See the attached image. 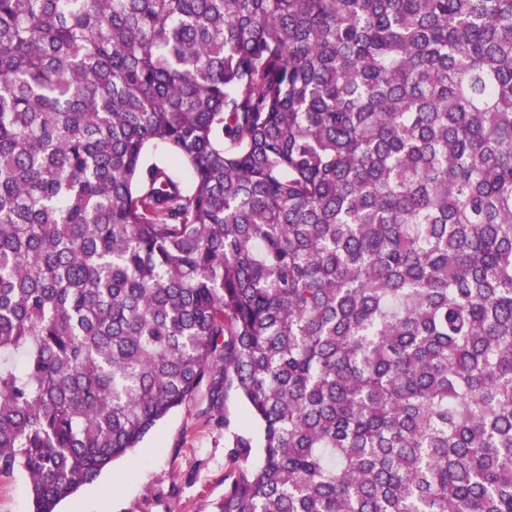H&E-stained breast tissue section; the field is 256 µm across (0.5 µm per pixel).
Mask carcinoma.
Wrapping results in <instances>:
<instances>
[{"label":"carcinoma","mask_w":512,"mask_h":512,"mask_svg":"<svg viewBox=\"0 0 512 512\" xmlns=\"http://www.w3.org/2000/svg\"><path fill=\"white\" fill-rule=\"evenodd\" d=\"M201 393L217 512H512V0H0V474ZM224 415L235 428L255 431L254 423L248 417L245 406L233 395L228 396L225 402Z\"/></svg>","instance_id":"obj_1"}]
</instances>
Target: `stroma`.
Segmentation results:
<instances>
[{
  "mask_svg": "<svg viewBox=\"0 0 512 512\" xmlns=\"http://www.w3.org/2000/svg\"><path fill=\"white\" fill-rule=\"evenodd\" d=\"M201 400L179 407L58 512H216L232 465Z\"/></svg>",
  "mask_w": 512,
  "mask_h": 512,
  "instance_id": "35a3bbf8",
  "label": "stroma"
}]
</instances>
